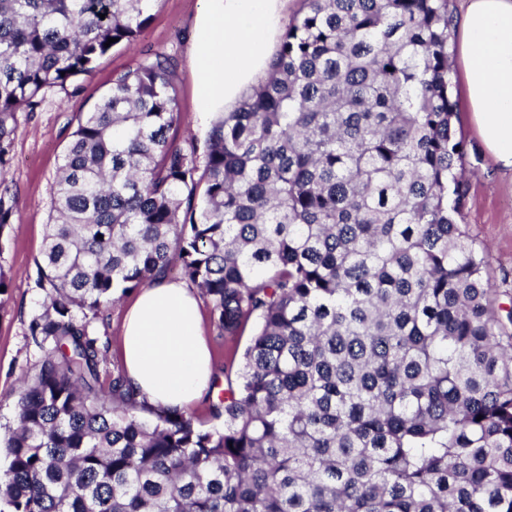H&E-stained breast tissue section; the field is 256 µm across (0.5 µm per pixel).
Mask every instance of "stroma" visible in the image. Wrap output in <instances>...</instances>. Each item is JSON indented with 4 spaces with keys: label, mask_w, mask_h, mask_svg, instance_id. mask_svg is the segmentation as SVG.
Segmentation results:
<instances>
[{
    "label": "stroma",
    "mask_w": 512,
    "mask_h": 512,
    "mask_svg": "<svg viewBox=\"0 0 512 512\" xmlns=\"http://www.w3.org/2000/svg\"><path fill=\"white\" fill-rule=\"evenodd\" d=\"M201 6V0H156L136 43L113 47L91 76L80 79L78 92L53 93L37 111L18 115L7 168L17 213L8 235L0 238V272L9 280L6 303L0 308V425L13 419L20 381L36 372L44 356L28 334L29 321L43 303V293L35 286L36 262L55 179L77 117L100 101L115 73L135 67L145 54L164 53L177 61L181 110V120L169 135L185 147L203 141L209 122L195 110V77L188 56L194 19ZM454 123L464 142V166L469 174L465 227L488 252L490 280L498 288L512 290V174L497 170L466 112H458ZM127 304L124 298L105 304L89 326L105 350L100 365L105 387L123 370L119 336ZM202 309L219 377L236 378L253 330L245 328L236 342L225 343L209 314L210 302H203Z\"/></svg>",
    "instance_id": "obj_1"
}]
</instances>
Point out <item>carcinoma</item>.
Returning a JSON list of instances; mask_svg holds the SVG:
<instances>
[{
	"label": "carcinoma",
	"mask_w": 512,
	"mask_h": 512,
	"mask_svg": "<svg viewBox=\"0 0 512 512\" xmlns=\"http://www.w3.org/2000/svg\"><path fill=\"white\" fill-rule=\"evenodd\" d=\"M155 2L0 0V238L17 114ZM451 38L448 0H303L201 162L169 137L173 57L113 77L51 196L29 335L53 348L3 431L10 512H512V307L462 224ZM176 263L224 342L257 322L219 429L103 389L82 316Z\"/></svg>",
	"instance_id": "1"
}]
</instances>
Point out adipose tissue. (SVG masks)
Masks as SVG:
<instances>
[{"mask_svg":"<svg viewBox=\"0 0 512 512\" xmlns=\"http://www.w3.org/2000/svg\"><path fill=\"white\" fill-rule=\"evenodd\" d=\"M286 0H203L189 47L196 109H232L265 76ZM462 97L486 151L512 174V0H467L453 20ZM125 378L156 409H189L214 377L198 298L160 278L125 314L120 338Z\"/></svg>","mask_w":512,"mask_h":512,"instance_id":"1","label":"adipose tissue"}]
</instances>
